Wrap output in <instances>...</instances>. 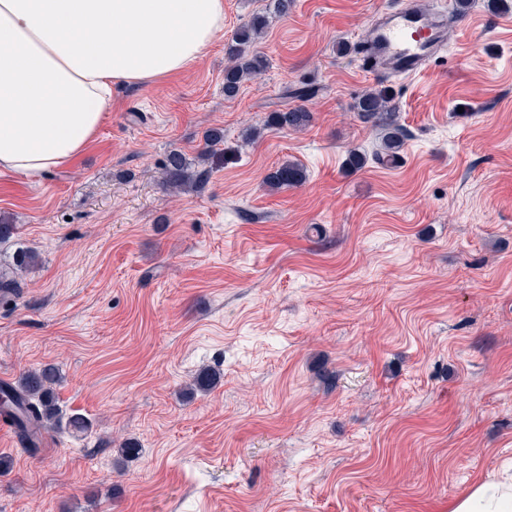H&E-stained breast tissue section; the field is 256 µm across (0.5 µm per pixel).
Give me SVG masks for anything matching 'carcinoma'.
<instances>
[{"instance_id": "cac0c4a2", "label": "carcinoma", "mask_w": 512, "mask_h": 512, "mask_svg": "<svg viewBox=\"0 0 512 512\" xmlns=\"http://www.w3.org/2000/svg\"><path fill=\"white\" fill-rule=\"evenodd\" d=\"M268 25L267 13H258L240 26L231 42L224 46V96H235L241 84L261 75L267 68V59L252 46L264 34ZM396 105L392 87L382 83L366 90L354 103V111L361 122L379 131L381 156L387 162L404 147V134L396 121ZM313 120L312 113L300 105L286 112H273L266 126L278 129L302 130ZM210 175L206 167H193L179 150L170 151L162 163V180L171 192L190 191L204 183ZM302 171L293 163L282 164L265 178L270 189H280L300 183ZM36 261V255L19 250L12 264L0 270V298L16 297L22 290V274ZM216 378V372L202 368L187 387L190 392L202 391ZM62 377L59 368L45 364L23 373L15 386L0 387V413L17 426L23 440L32 448L39 447L43 432L65 428L84 434L91 429L90 421L80 414H66L59 404L57 388Z\"/></svg>"}]
</instances>
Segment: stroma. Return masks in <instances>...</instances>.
<instances>
[{"label": "stroma", "instance_id": "stroma-1", "mask_svg": "<svg viewBox=\"0 0 512 512\" xmlns=\"http://www.w3.org/2000/svg\"><path fill=\"white\" fill-rule=\"evenodd\" d=\"M396 2L296 0L228 98L224 46L264 2L224 0L206 54L115 89L77 160L0 171V265L37 255L0 302V377L58 365L64 412L93 424L34 453L0 428V512H448L512 470V9L470 0L429 69L389 78L387 166L354 49ZM302 103L306 130L266 128ZM213 128L207 184L166 194L161 161ZM286 162L303 183L268 190ZM206 365L219 383L183 396ZM357 117L372 129L379 131L382 159L395 163L404 147V134L396 121V105L392 87L377 84L366 90L354 103Z\"/></svg>", "mask_w": 512, "mask_h": 512}]
</instances>
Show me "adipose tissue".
<instances>
[{
    "mask_svg": "<svg viewBox=\"0 0 512 512\" xmlns=\"http://www.w3.org/2000/svg\"><path fill=\"white\" fill-rule=\"evenodd\" d=\"M224 31V0H0V169L47 174L95 139L112 90L177 74ZM449 512H512V476Z\"/></svg>",
    "mask_w": 512,
    "mask_h": 512,
    "instance_id": "obj_1",
    "label": "adipose tissue"
}]
</instances>
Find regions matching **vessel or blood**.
I'll return each mask as SVG.
<instances>
[{"label": "vessel or blood", "mask_w": 512, "mask_h": 512, "mask_svg": "<svg viewBox=\"0 0 512 512\" xmlns=\"http://www.w3.org/2000/svg\"><path fill=\"white\" fill-rule=\"evenodd\" d=\"M446 24L444 14L422 8L418 0L383 15L372 27L359 55L369 76L416 73L436 58Z\"/></svg>", "instance_id": "vessel-or-blood-1"}]
</instances>
